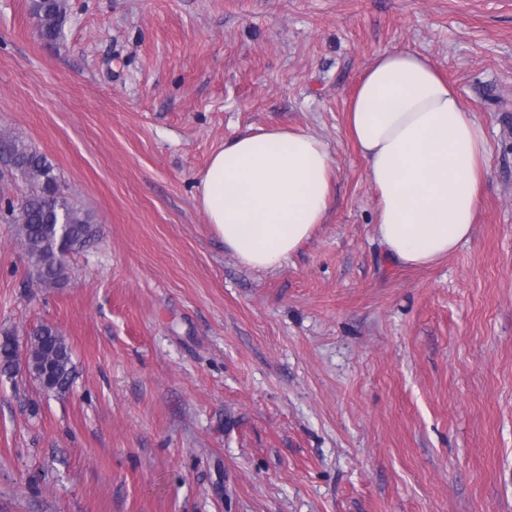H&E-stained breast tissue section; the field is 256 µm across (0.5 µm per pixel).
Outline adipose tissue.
Returning a JSON list of instances; mask_svg holds the SVG:
<instances>
[{"label":"adipose tissue","mask_w":512,"mask_h":512,"mask_svg":"<svg viewBox=\"0 0 512 512\" xmlns=\"http://www.w3.org/2000/svg\"><path fill=\"white\" fill-rule=\"evenodd\" d=\"M347 125L377 193L375 230L399 266L442 259L473 231L490 146L482 125L425 55H378L360 76ZM328 145L304 129L227 141L196 182V201L239 261L271 269L326 223Z\"/></svg>","instance_id":"adipose-tissue-1"}]
</instances>
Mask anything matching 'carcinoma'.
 I'll return each instance as SVG.
<instances>
[{
	"mask_svg": "<svg viewBox=\"0 0 512 512\" xmlns=\"http://www.w3.org/2000/svg\"><path fill=\"white\" fill-rule=\"evenodd\" d=\"M30 15L41 38L57 41L68 15V0H31ZM13 174L24 187L18 204L0 206V221L18 228L19 245L27 254L44 288L67 280L62 250L76 251L96 236L95 220L74 193L64 187L52 162L21 137L0 130V171ZM29 373L49 391L63 388L73 372L71 350L59 329L44 324L27 338ZM18 365L17 344L7 333L0 340V372L12 373Z\"/></svg>",
	"mask_w": 512,
	"mask_h": 512,
	"instance_id": "obj_1",
	"label": "carcinoma"
}]
</instances>
